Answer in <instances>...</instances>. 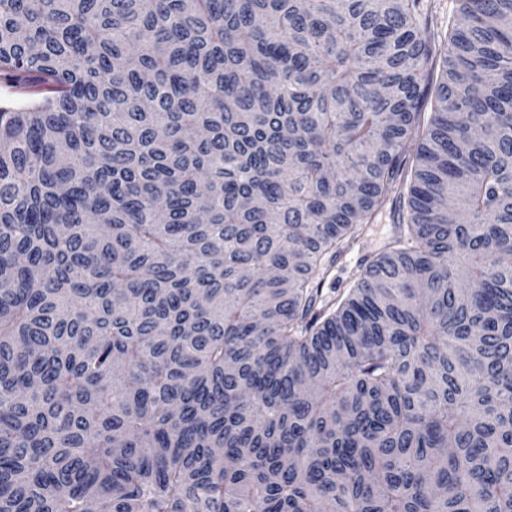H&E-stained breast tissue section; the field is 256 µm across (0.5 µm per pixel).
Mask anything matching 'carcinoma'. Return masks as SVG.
Returning a JSON list of instances; mask_svg holds the SVG:
<instances>
[{"label": "carcinoma", "instance_id": "1", "mask_svg": "<svg viewBox=\"0 0 512 512\" xmlns=\"http://www.w3.org/2000/svg\"><path fill=\"white\" fill-rule=\"evenodd\" d=\"M457 3L0 0V512H512V0ZM456 0H421L420 23L428 19L435 32L443 38L458 19ZM44 92L39 80L18 83L14 78L0 74V105L21 109L40 98ZM394 224L396 214L387 206L378 215L375 223L364 227V233L359 241L336 259L329 268L323 292L332 296L346 292L351 286L352 274L357 268L384 250L393 234Z\"/></svg>", "mask_w": 512, "mask_h": 512}]
</instances>
